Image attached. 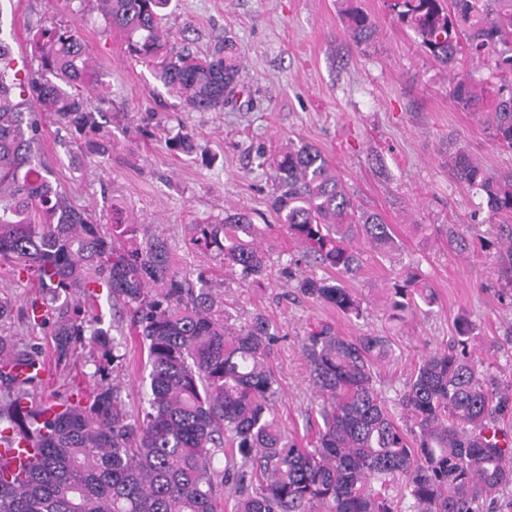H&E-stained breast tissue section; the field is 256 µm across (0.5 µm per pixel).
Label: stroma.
<instances>
[{
	"instance_id": "obj_1",
	"label": "stroma",
	"mask_w": 512,
	"mask_h": 512,
	"mask_svg": "<svg viewBox=\"0 0 512 512\" xmlns=\"http://www.w3.org/2000/svg\"><path fill=\"white\" fill-rule=\"evenodd\" d=\"M367 13L376 28L356 47L343 33L346 6ZM75 28L100 72L106 113L105 156H78L79 132L48 124L40 145L57 184L79 208L109 221L123 207L144 237L164 239L174 268L190 286L199 277L224 302L229 328L263 317L275 333L269 362L280 386L277 418L304 444L321 424V399L302 353L310 324L324 321L352 338L388 337L394 356L376 367L378 386L398 423L399 403L423 355L454 344L460 318L472 324L470 346L502 384L512 383V266L506 218L491 212L482 191L460 184L451 164L465 152L486 169L512 172V150L495 146L486 116L452 100L458 80L479 87L495 83L492 66L462 58L454 70L439 67L401 24L386 0H171L162 22L170 38L204 57L224 37L239 54L241 91L216 112H189L166 92L150 69L131 59L122 31L106 27L95 0L82 11L60 0H0V37L18 61L37 69L36 25ZM186 133L189 151L172 148ZM318 148L343 175L369 212L394 225L400 248L386 256L367 253L363 274L348 286L363 313L352 317L302 295L288 276L296 247L277 227L270 208L274 157L288 144ZM248 212L268 255L261 284L240 282L222 258L190 242L189 227L226 214ZM461 225L470 250L448 246L449 225ZM420 270L435 302L403 321L389 320L387 288L405 268ZM28 277L0 268V296L14 310L0 333L42 347L45 373L39 396L92 390L101 378L88 351L56 365L50 327L24 318L35 296Z\"/></svg>"
}]
</instances>
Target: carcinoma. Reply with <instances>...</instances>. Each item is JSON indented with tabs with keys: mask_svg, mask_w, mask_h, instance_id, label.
<instances>
[{
	"mask_svg": "<svg viewBox=\"0 0 512 512\" xmlns=\"http://www.w3.org/2000/svg\"><path fill=\"white\" fill-rule=\"evenodd\" d=\"M170 0H97L105 23L127 36L128 55L150 68L166 91L192 112L224 108L241 64L226 43L200 58L162 31ZM398 20L442 67L459 55L491 59L503 76L494 95L455 83L452 98L466 111L492 112L495 145L512 149V0H389ZM352 44L373 36V23L354 7L343 19ZM39 69L19 66L0 37V266L27 274L38 294L26 308L29 324L52 326L57 363L81 347L120 362L121 339L100 314L72 317L58 300L103 289L130 313L128 333L139 337L146 376L134 411L119 377L90 393L36 401L37 380L18 381L17 366L41 357L35 344L0 334V442L23 438L34 454L15 473L0 468V512H218L221 486H236L234 512H395L389 489L399 488L410 512H485L512 485V441L497 421L512 416V386L481 370L469 349L471 327L460 321L451 348L424 356L400 396L410 427L399 425L377 387L375 364L388 358L387 337L346 338L326 324L311 327L303 353L320 393L322 426L311 448L298 443L272 412L279 390L268 362L273 334L258 317L229 332L224 302L198 277L187 288L166 245L138 239L139 225L112 211V231L70 204L37 153L43 113L85 135L84 153L103 156L97 134L104 117L99 74L70 27L36 32ZM270 206L299 245L289 266L323 269L296 277L301 294L354 317L360 302L346 281L365 264V244L386 255L398 235L361 209L322 152L290 147L273 160ZM456 177L482 191L488 208L512 216V175L490 172L469 156L455 159ZM193 244L217 253L238 280L260 282L267 269L258 228L234 213L193 224ZM448 247L469 249L448 225ZM433 293L406 269L390 288L391 318L402 319ZM223 455L224 467L214 466Z\"/></svg>",
	"mask_w": 512,
	"mask_h": 512,
	"instance_id": "cac0c4a2",
	"label": "carcinoma"
}]
</instances>
